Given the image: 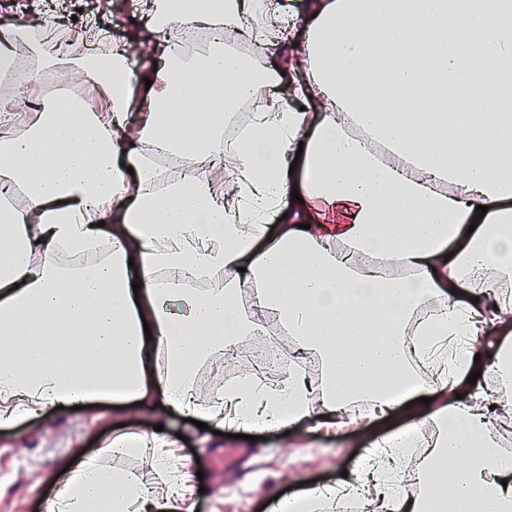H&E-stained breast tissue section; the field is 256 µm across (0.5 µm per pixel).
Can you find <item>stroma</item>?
I'll return each mask as SVG.
<instances>
[{
	"label": "stroma",
	"instance_id": "stroma-1",
	"mask_svg": "<svg viewBox=\"0 0 512 512\" xmlns=\"http://www.w3.org/2000/svg\"><path fill=\"white\" fill-rule=\"evenodd\" d=\"M95 25L108 42L127 44L134 62L135 97L146 94L144 55L154 54L150 23L129 0H109L107 10L78 14L73 28ZM122 421L111 404L63 413H48L0 428V512H50L60 482L49 474L72 449L93 453L102 448ZM418 422L416 411L403 409L394 417L359 427L343 437H326L308 428L289 433L275 430L250 441L211 434L203 438L182 414L170 413V435H183L179 453L199 459L205 488L193 502L195 512H267L271 498L298 483L336 482L386 433H400Z\"/></svg>",
	"mask_w": 512,
	"mask_h": 512
}]
</instances>
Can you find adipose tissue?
<instances>
[{"label":"adipose tissue","mask_w":512,"mask_h":512,"mask_svg":"<svg viewBox=\"0 0 512 512\" xmlns=\"http://www.w3.org/2000/svg\"><path fill=\"white\" fill-rule=\"evenodd\" d=\"M140 2L164 37L142 101L128 48L78 31L88 100L56 111L33 78L19 96L25 124L0 113V427L106 401L120 412L142 403L160 420L175 411L340 436L413 408L439 426L413 489L395 433L344 488L371 512H512V461L499 449L512 419V297L498 281L512 273V113L493 106L512 85V0H417L409 15L399 0H201L181 15L167 0ZM303 8L305 66L287 94L223 45L184 54L199 27L270 43ZM19 43L41 67L56 64L44 40L5 21L0 77ZM458 92L483 109L440 111ZM246 100L263 107L228 172L224 115ZM175 107L182 115L159 128ZM158 150L190 151L195 177L165 178ZM101 248L81 268L52 261ZM375 254L413 278L383 277ZM269 335L294 342L276 378L251 369L228 385L216 373L202 393L203 364ZM415 359L429 379L412 381ZM478 368L499 377L494 390L468 383ZM112 454L139 457L146 474L104 464ZM196 492L175 442L135 431L98 456L76 452L52 509L190 512Z\"/></svg>","instance_id":"1"}]
</instances>
